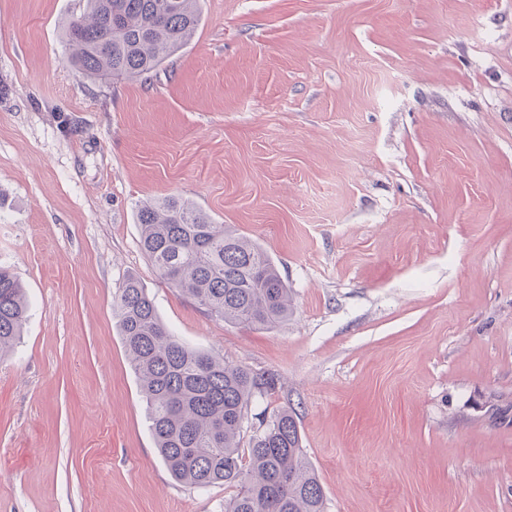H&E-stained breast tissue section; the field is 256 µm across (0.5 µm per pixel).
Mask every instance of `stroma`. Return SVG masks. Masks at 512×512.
<instances>
[{
    "mask_svg": "<svg viewBox=\"0 0 512 512\" xmlns=\"http://www.w3.org/2000/svg\"><path fill=\"white\" fill-rule=\"evenodd\" d=\"M85 0H0V512H224L176 482L112 317L277 374L326 512H512V0H201L149 79L67 61ZM179 196L261 244L294 312L207 315L135 205ZM27 314L19 282L10 270L0 267V356L20 338Z\"/></svg>",
    "mask_w": 512,
    "mask_h": 512,
    "instance_id": "35a3bbf8",
    "label": "stroma"
}]
</instances>
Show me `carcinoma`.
Segmentation results:
<instances>
[{"label": "carcinoma", "instance_id": "carcinoma-1", "mask_svg": "<svg viewBox=\"0 0 512 512\" xmlns=\"http://www.w3.org/2000/svg\"><path fill=\"white\" fill-rule=\"evenodd\" d=\"M200 23V0H87L65 30L68 60L104 83L142 77L186 46ZM136 220L158 276L206 314L262 329L292 315L288 285L268 252L201 208L167 196L138 204ZM112 311L156 448L175 480L234 489L224 512H325L292 409L262 419L242 444L249 409L276 388L275 375L182 342L134 275L117 288ZM27 314L19 282L0 267V356L20 338Z\"/></svg>", "mask_w": 512, "mask_h": 512}]
</instances>
